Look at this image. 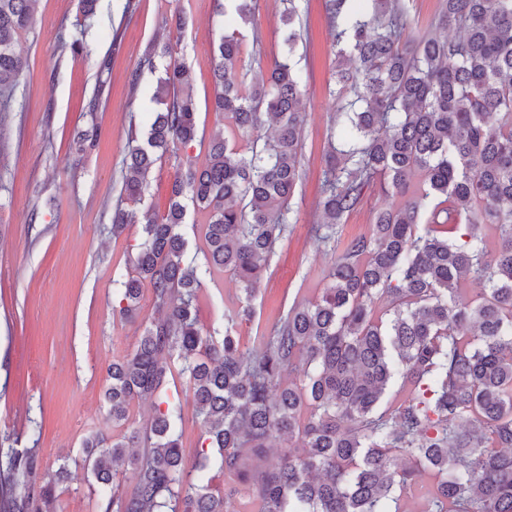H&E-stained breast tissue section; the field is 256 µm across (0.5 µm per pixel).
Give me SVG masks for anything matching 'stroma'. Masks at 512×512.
I'll return each instance as SVG.
<instances>
[{
    "instance_id": "1",
    "label": "stroma",
    "mask_w": 512,
    "mask_h": 512,
    "mask_svg": "<svg viewBox=\"0 0 512 512\" xmlns=\"http://www.w3.org/2000/svg\"><path fill=\"white\" fill-rule=\"evenodd\" d=\"M280 0H257L255 21L234 26L213 0H98L83 17L79 0H35L34 22L16 47L27 66L0 115V448L35 452L33 481L70 460L58 490L57 512H100L91 476L77 464L85 437L111 436L103 399L112 361L131 353L135 323L119 314L118 286L132 270L142 227L112 232L116 209H131L122 193L125 159L149 130L154 75L135 80L147 54L158 68L184 64L197 104L196 138L158 158L143 207L164 214L177 171L203 166L207 142L223 131L238 147L245 139L212 108L213 48L237 28L252 71L281 52L286 27ZM300 39L291 59L304 79L302 178L290 203L288 230L263 272L251 320L237 324L243 350L269 334L296 303L316 298L327 282L330 247L318 236L320 186L327 167L336 99L329 92L334 35L327 0H298ZM187 18L177 26V14ZM82 40L83 51L71 48ZM109 58L98 72L96 60ZM94 143L80 148L79 133ZM379 188L337 225L339 240L366 235L377 211L398 206ZM229 272L206 278L197 318L204 331H223L241 306ZM165 389L182 398L175 422L187 469H194L202 429L188 379L172 363Z\"/></svg>"
}]
</instances>
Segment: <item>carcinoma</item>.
Listing matches in <instances>:
<instances>
[{
    "mask_svg": "<svg viewBox=\"0 0 512 512\" xmlns=\"http://www.w3.org/2000/svg\"><path fill=\"white\" fill-rule=\"evenodd\" d=\"M329 2L339 106L316 231L336 248V225L367 188L401 194L418 173L428 189L345 242L321 295L291 306L243 353L236 320L252 316L301 178L303 84L289 60L296 0H281L288 38L265 73L248 76L237 34L220 36L214 110L248 148L216 134L206 164L176 176L166 215L115 211L112 233L139 223L144 234L119 313L136 320L146 286L160 316L112 362L104 390L112 426L124 425L131 403L154 398L179 362L208 448L187 471L174 400L140 429L86 438L83 462L103 512H230L233 491L211 488L212 465L252 487L258 512H400L402 496L427 478L428 512H512V0H444L435 30L409 46L401 45L409 25L402 0H371L369 18L356 9L360 0ZM33 21V0H0L5 106L26 67L16 37ZM153 101L146 145L126 160L123 194L135 204L156 154L197 133L184 65L166 67ZM264 115L274 126L267 137L259 134ZM431 197L442 201L429 207ZM188 201L209 211L202 269L185 260ZM215 269L234 273L244 295L221 337L203 332L196 315ZM470 279L482 288L466 302ZM286 374L295 381L273 395ZM397 378L407 394L384 407ZM134 447L143 449L138 458ZM6 458L0 512H57L66 465L19 502L14 488L34 458Z\"/></svg>",
    "mask_w": 512,
    "mask_h": 512,
    "instance_id": "cac0c4a2",
    "label": "carcinoma"
}]
</instances>
